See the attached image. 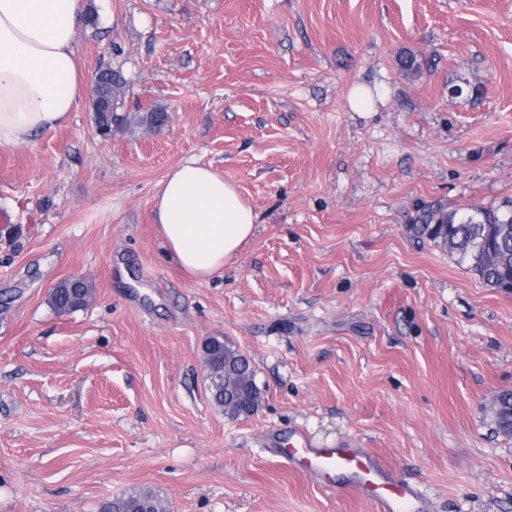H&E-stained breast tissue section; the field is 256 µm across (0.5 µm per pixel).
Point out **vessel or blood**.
Instances as JSON below:
<instances>
[{
  "label": "vessel or blood",
  "mask_w": 512,
  "mask_h": 512,
  "mask_svg": "<svg viewBox=\"0 0 512 512\" xmlns=\"http://www.w3.org/2000/svg\"><path fill=\"white\" fill-rule=\"evenodd\" d=\"M277 454L287 466L319 483L339 472L347 474L352 487L374 504L376 512H414L424 500L422 492L394 477L379 457L345 445L318 447L299 429Z\"/></svg>",
  "instance_id": "vessel-or-blood-1"
}]
</instances>
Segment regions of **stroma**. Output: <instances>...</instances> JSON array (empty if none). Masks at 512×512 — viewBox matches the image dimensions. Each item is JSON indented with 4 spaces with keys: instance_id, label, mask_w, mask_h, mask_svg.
<instances>
[{
    "instance_id": "obj_1",
    "label": "stroma",
    "mask_w": 512,
    "mask_h": 512,
    "mask_svg": "<svg viewBox=\"0 0 512 512\" xmlns=\"http://www.w3.org/2000/svg\"><path fill=\"white\" fill-rule=\"evenodd\" d=\"M85 17L83 67L122 68L130 122L100 136L86 98L0 151V512L142 489L169 512H374L345 475L281 463L297 426L382 458L421 512H512V436L489 413L512 391V292L407 231L424 203L512 198V0H86ZM153 110L164 125L140 124ZM190 158L258 224L207 281L153 218ZM71 276L94 296L56 312ZM212 336L250 359L255 414L213 404Z\"/></svg>"
}]
</instances>
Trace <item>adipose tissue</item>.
I'll return each mask as SVG.
<instances>
[{"instance_id":"ef3b65f1","label":"adipose tissue","mask_w":512,"mask_h":512,"mask_svg":"<svg viewBox=\"0 0 512 512\" xmlns=\"http://www.w3.org/2000/svg\"><path fill=\"white\" fill-rule=\"evenodd\" d=\"M83 0H0V150L67 123L93 83L75 51ZM155 220L168 254L189 278L221 272L255 233L238 189L187 160L158 185Z\"/></svg>"}]
</instances>
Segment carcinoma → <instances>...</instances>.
Here are the masks:
<instances>
[{
  "instance_id": "obj_1",
  "label": "carcinoma",
  "mask_w": 512,
  "mask_h": 512,
  "mask_svg": "<svg viewBox=\"0 0 512 512\" xmlns=\"http://www.w3.org/2000/svg\"><path fill=\"white\" fill-rule=\"evenodd\" d=\"M126 79L120 68L108 67L95 76V86L112 101V111L94 113L95 125L108 130L126 124L127 115L121 112V89ZM408 231L417 238H426L458 255L486 285L505 291L512 290V200L498 206L474 207L470 210H449L440 204L418 207L414 223ZM92 294L86 282L72 286L67 280L52 289L50 304L59 313H70L85 307L84 298ZM205 361L215 369L207 378L212 401L224 409L230 418L252 412L258 406L248 389L255 379L249 360L240 356L239 349L222 337H213L205 346ZM512 407V392L498 395L491 410L502 433H507L506 412ZM102 512H167L163 499L150 490L109 500Z\"/></svg>"
}]
</instances>
